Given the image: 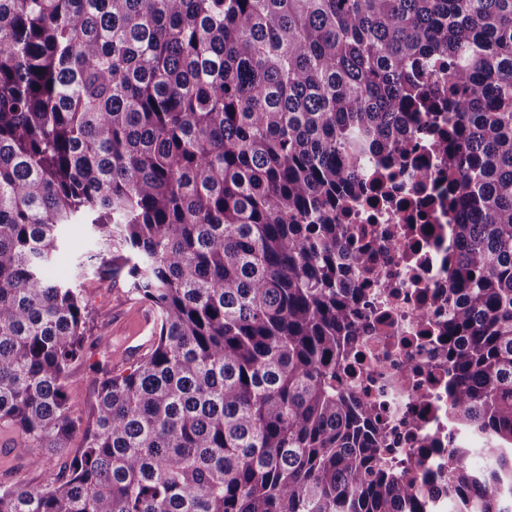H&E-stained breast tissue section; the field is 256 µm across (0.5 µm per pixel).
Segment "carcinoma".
<instances>
[{
  "mask_svg": "<svg viewBox=\"0 0 512 512\" xmlns=\"http://www.w3.org/2000/svg\"><path fill=\"white\" fill-rule=\"evenodd\" d=\"M444 113L450 408L491 466L442 482L512 512V0H0V425L35 466L82 434L0 512H427L337 380L338 212ZM69 224L155 314L85 416ZM63 245L55 253L46 269V276L53 281L73 282L75 266L88 249L87 228L84 224H70L63 230Z\"/></svg>",
  "mask_w": 512,
  "mask_h": 512,
  "instance_id": "cac0c4a2",
  "label": "carcinoma"
}]
</instances>
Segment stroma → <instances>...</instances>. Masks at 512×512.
<instances>
[{
	"label": "stroma",
	"instance_id": "35a3bbf8",
	"mask_svg": "<svg viewBox=\"0 0 512 512\" xmlns=\"http://www.w3.org/2000/svg\"><path fill=\"white\" fill-rule=\"evenodd\" d=\"M64 242L46 269L53 281H80L86 300L92 308L89 339L83 357L70 368L73 383L70 402L74 409L88 412L93 401V379L97 367L114 370L129 368L144 355L153 334L152 325L146 324L148 308L133 299L123 280L86 274L77 277L76 264L88 249L87 228L71 224L63 231ZM15 433L0 427V488L19 484L42 485L48 471L68 463L80 438H73L71 447L55 451L41 450L42 465H30L25 457L12 449Z\"/></svg>",
	"mask_w": 512,
	"mask_h": 512
}]
</instances>
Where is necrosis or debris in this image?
Returning <instances> with one entry per match:
<instances>
[{
  "label": "necrosis or debris",
  "instance_id": "1",
  "mask_svg": "<svg viewBox=\"0 0 512 512\" xmlns=\"http://www.w3.org/2000/svg\"><path fill=\"white\" fill-rule=\"evenodd\" d=\"M438 134L427 129L398 165L371 162L368 180L382 189L361 198L346 223L343 253L369 245L361 266H347L357 290L352 321L355 349L340 369L343 389L370 404L388 449L386 458L410 468L417 484L431 487L448 450L470 434L448 408V260L456 252Z\"/></svg>",
  "mask_w": 512,
  "mask_h": 512
}]
</instances>
